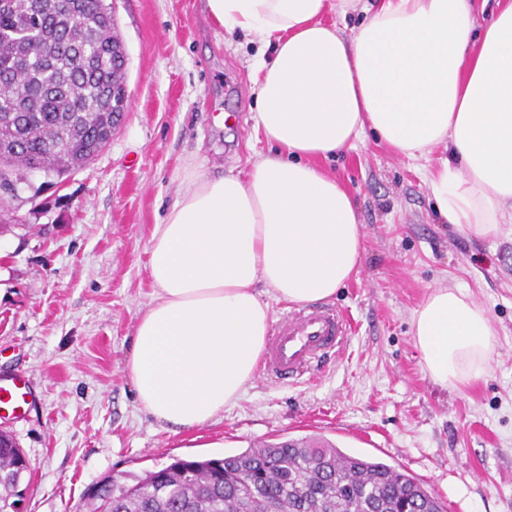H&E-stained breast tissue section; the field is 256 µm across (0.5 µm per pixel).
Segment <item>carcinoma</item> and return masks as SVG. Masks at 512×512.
<instances>
[{"label":"carcinoma","mask_w":512,"mask_h":512,"mask_svg":"<svg viewBox=\"0 0 512 512\" xmlns=\"http://www.w3.org/2000/svg\"><path fill=\"white\" fill-rule=\"evenodd\" d=\"M104 0H0V163L19 184L35 168L73 171L112 139L128 108L125 53ZM63 148L57 150V143ZM31 463L0 432V512L26 497ZM89 512H443L413 477L317 439L265 442L224 458H175L117 484L90 485Z\"/></svg>","instance_id":"cac0c4a2"}]
</instances>
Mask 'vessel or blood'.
I'll list each match as a JSON object with an SVG mask.
<instances>
[{
	"instance_id": "obj_1",
	"label": "vessel or blood",
	"mask_w": 512,
	"mask_h": 512,
	"mask_svg": "<svg viewBox=\"0 0 512 512\" xmlns=\"http://www.w3.org/2000/svg\"><path fill=\"white\" fill-rule=\"evenodd\" d=\"M349 329L347 319L330 307L310 305L289 312L271 332L262 374L277 383L313 375L319 365L341 351ZM34 398L33 387L23 374L0 375V420L25 418Z\"/></svg>"
}]
</instances>
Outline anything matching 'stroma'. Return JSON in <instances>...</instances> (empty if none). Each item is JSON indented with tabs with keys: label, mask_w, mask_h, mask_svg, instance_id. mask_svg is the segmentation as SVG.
Wrapping results in <instances>:
<instances>
[{
	"label": "stroma",
	"mask_w": 512,
	"mask_h": 512,
	"mask_svg": "<svg viewBox=\"0 0 512 512\" xmlns=\"http://www.w3.org/2000/svg\"><path fill=\"white\" fill-rule=\"evenodd\" d=\"M127 58L129 107L110 143L56 187L33 174L0 227V374L36 389L26 419L0 421L33 467L23 512H86L84 491L173 458L238 454L318 435L409 474L444 512H512V234L439 223L412 162L365 132L320 167L354 200L358 273L328 302L351 324L313 379L256 377L214 422L163 426L126 368L153 288L149 240L187 165L235 174L271 146L256 127L253 36L224 31L207 0H105ZM469 288L497 333L485 374L433 383L411 321L430 289Z\"/></svg>",
	"instance_id": "obj_1"
}]
</instances>
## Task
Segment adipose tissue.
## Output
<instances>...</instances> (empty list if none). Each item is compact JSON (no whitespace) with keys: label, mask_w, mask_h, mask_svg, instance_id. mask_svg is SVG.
<instances>
[{"label":"adipose tissue","mask_w":512,"mask_h":512,"mask_svg":"<svg viewBox=\"0 0 512 512\" xmlns=\"http://www.w3.org/2000/svg\"><path fill=\"white\" fill-rule=\"evenodd\" d=\"M207 6L225 29L274 48L250 68L256 126L275 152L235 175L186 167L151 233L154 294L127 369L144 411L183 429L218 419L254 380L271 300H327L359 271V216L317 159L369 129L422 171L437 216L459 234L491 239L512 224V0L486 17L475 0ZM357 7L365 18L350 32L323 21ZM412 336L443 387L480 378L496 347L487 309L462 287L431 289Z\"/></svg>","instance_id":"ef3b65f1"}]
</instances>
